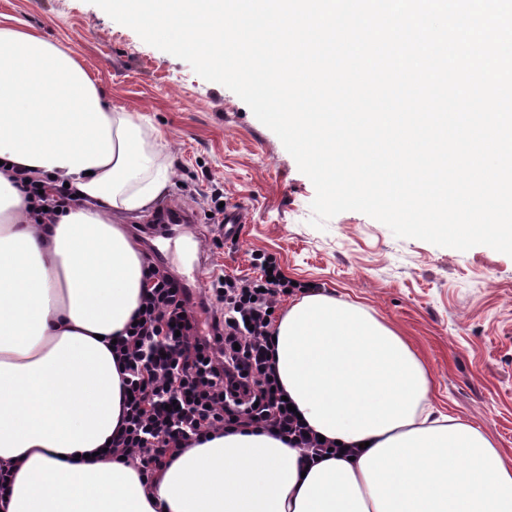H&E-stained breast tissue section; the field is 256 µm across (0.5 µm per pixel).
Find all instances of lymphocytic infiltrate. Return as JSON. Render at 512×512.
<instances>
[{
	"mask_svg": "<svg viewBox=\"0 0 512 512\" xmlns=\"http://www.w3.org/2000/svg\"><path fill=\"white\" fill-rule=\"evenodd\" d=\"M19 181L38 216L80 201L70 188L26 175ZM252 264L258 277H212L196 305L167 268L148 262L136 324L112 346L127 398L107 450L136 460L143 477L217 431H265L300 448L307 464L328 455L329 442L288 409L272 363L271 310L291 284L272 257L253 256Z\"/></svg>",
	"mask_w": 512,
	"mask_h": 512,
	"instance_id": "lymphocytic-infiltrate-1",
	"label": "lymphocytic infiltrate"
}]
</instances>
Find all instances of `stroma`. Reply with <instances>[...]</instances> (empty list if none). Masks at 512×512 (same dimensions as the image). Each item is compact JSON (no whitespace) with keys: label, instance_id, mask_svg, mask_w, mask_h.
Returning <instances> with one entry per match:
<instances>
[{"label":"stroma","instance_id":"obj_1","mask_svg":"<svg viewBox=\"0 0 512 512\" xmlns=\"http://www.w3.org/2000/svg\"><path fill=\"white\" fill-rule=\"evenodd\" d=\"M0 15L67 47L100 81L113 109L153 133L141 166L171 164L162 201L202 213L213 188L245 203L236 244L214 245L211 225L165 240L166 266L195 281L197 251L212 268L251 273V256H274L301 285L360 301L414 346L430 374L432 404L484 430L512 459V256L394 236L357 211L311 226L315 188L278 136L223 85L145 43L90 0H0Z\"/></svg>","mask_w":512,"mask_h":512}]
</instances>
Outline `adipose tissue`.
<instances>
[{
	"instance_id": "obj_1",
	"label": "adipose tissue",
	"mask_w": 512,
	"mask_h": 512,
	"mask_svg": "<svg viewBox=\"0 0 512 512\" xmlns=\"http://www.w3.org/2000/svg\"><path fill=\"white\" fill-rule=\"evenodd\" d=\"M145 131L110 108L66 49L0 15V512H512V465L479 428L431 405L410 343L362 303L290 300L274 367L306 423L354 460L300 470L299 449L251 430L213 433L150 482L136 463L87 457L121 421L112 341L141 302L146 263L124 226L170 181L146 176ZM85 203L31 219L15 172Z\"/></svg>"
}]
</instances>
